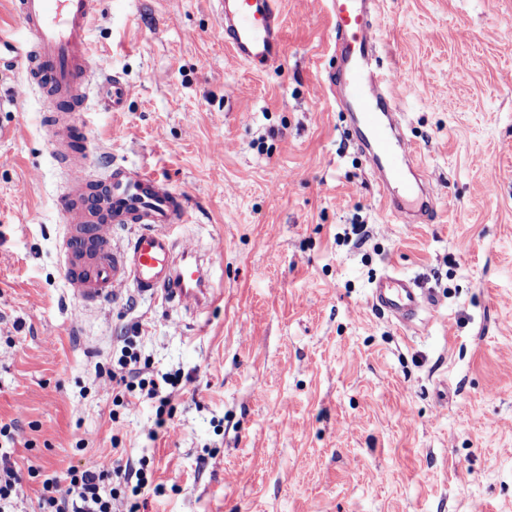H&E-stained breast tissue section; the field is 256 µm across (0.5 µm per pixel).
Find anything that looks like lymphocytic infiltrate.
Returning a JSON list of instances; mask_svg holds the SVG:
<instances>
[{
  "label": "lymphocytic infiltrate",
  "instance_id": "1",
  "mask_svg": "<svg viewBox=\"0 0 512 512\" xmlns=\"http://www.w3.org/2000/svg\"><path fill=\"white\" fill-rule=\"evenodd\" d=\"M175 381L169 376H155L142 364L133 341H126L115 367L103 384L114 406L130 408L133 403L150 401L156 415L147 431L156 438L172 414ZM17 428L14 423L0 424V512H13L23 477L40 482L39 512H135L134 496L152 484L145 468H106L90 462L69 468L65 474H49L38 465H30L20 474L11 460Z\"/></svg>",
  "mask_w": 512,
  "mask_h": 512
}]
</instances>
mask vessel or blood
Here are the masks:
<instances>
[{"label":"vessel or blood","mask_w":512,"mask_h":512,"mask_svg":"<svg viewBox=\"0 0 512 512\" xmlns=\"http://www.w3.org/2000/svg\"><path fill=\"white\" fill-rule=\"evenodd\" d=\"M338 63L325 84L348 121L354 146L363 154L384 212L403 223L435 220L431 184L421 157L404 132L396 70L379 63L378 0H325ZM102 0H11L25 38L13 44L0 32V65L24 67V91L51 106L43 116L53 157L63 172L62 268L73 297L97 308L123 290L189 312L217 305L223 295L211 288L204 270L207 253L176 228L190 223L184 196L147 166L117 165L95 176L86 159L89 138L78 123L90 96L113 112L131 94L105 59L94 57L89 30ZM218 34L235 57L265 70L280 65L283 19L280 0H218ZM130 227L126 238L116 229ZM373 308L404 326L435 308L436 298L390 271L371 288Z\"/></svg>","instance_id":"b4317fda"}]
</instances>
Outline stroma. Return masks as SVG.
Returning <instances> with one entry per match:
<instances>
[{"label": "stroma", "mask_w": 512, "mask_h": 512, "mask_svg": "<svg viewBox=\"0 0 512 512\" xmlns=\"http://www.w3.org/2000/svg\"><path fill=\"white\" fill-rule=\"evenodd\" d=\"M284 60L225 48L209 0H103L89 40L131 86L78 120L95 175L147 164L189 202L183 236L222 240L218 307L127 289L82 311L60 261L64 177L0 72V422L12 460L65 473L145 460L137 512H512V0H379L380 56L401 71L407 131L437 219H387L345 116L322 0H282ZM495 181L497 190L483 186ZM364 227L363 242L346 239ZM394 271L438 305L406 327L370 303ZM133 336L155 409L114 411L102 378Z\"/></svg>", "instance_id": "1"}]
</instances>
